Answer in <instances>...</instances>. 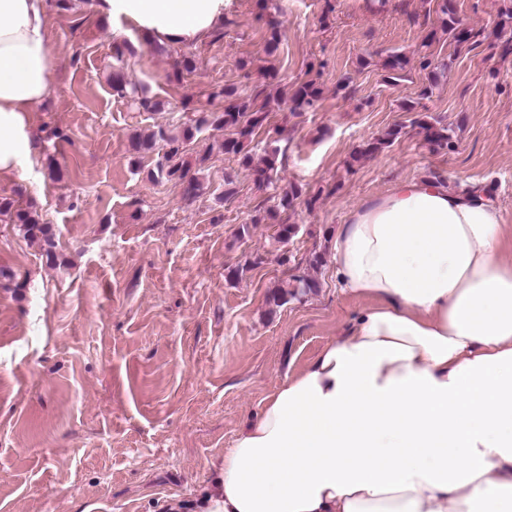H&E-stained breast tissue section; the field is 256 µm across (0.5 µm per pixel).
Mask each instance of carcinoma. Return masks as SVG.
I'll list each match as a JSON object with an SVG mask.
<instances>
[{"label":"carcinoma","instance_id":"obj_1","mask_svg":"<svg viewBox=\"0 0 512 512\" xmlns=\"http://www.w3.org/2000/svg\"><path fill=\"white\" fill-rule=\"evenodd\" d=\"M436 2V12L440 19V32L447 35L458 45L468 43L476 37V33L466 27L458 15L454 0H436ZM281 38L279 22H269L264 46L266 54L272 55L278 50ZM408 65L409 61L404 56L398 53L388 55L383 63V68L387 72L386 81L397 83L403 80ZM419 66L421 70L429 71V85L421 91V95L426 96L432 93V88L435 87L438 76L448 69V63L444 61L435 66L428 55L425 54L421 57ZM112 88L124 97L129 96L137 100L144 107L148 105L145 89L127 88L119 74L112 77ZM218 97L224 98L222 111L197 113L194 124L184 127L178 134L160 127L147 135H137L130 140L131 150L136 154L152 151L158 146L161 147L163 155L158 162L154 178L174 181L182 185L184 197L187 199H192L199 194L202 189V182L199 171L192 170L191 162L184 159V152L187 144L191 143L196 134L205 127L227 130L229 136L216 143V146L209 147L197 159L198 165H203L213 150L216 149L225 155L238 158L239 163L251 171L255 184L260 188L273 184L278 175L279 164H281V159H279L280 148L275 147L266 150L262 155L255 154L253 149L250 148L256 130L269 122L271 114L270 99H264V102L259 105L257 104L258 95L242 96L236 88L230 86L212 93V98L216 99ZM321 97V88L313 79L280 86L275 101L289 106V112L283 113L281 117L282 123H288V116L290 115L296 116L304 111L316 108ZM417 124L424 133V141L432 150L437 151L451 146L448 127L438 121L432 122L424 119L418 120ZM401 131L402 127L397 125L386 131L384 135L368 141L353 155V160L358 161L370 157L391 146L400 137ZM302 194V187L296 184L289 186L287 190L278 194L275 205L257 211L250 223L239 226L236 233L237 239L242 240L250 235L251 227L263 224L268 220H275L281 213L294 209ZM4 212L10 214L12 222L17 224L26 236L38 238L49 246L53 245L51 226L41 223L39 216L31 210H14L11 203L1 201L0 213ZM297 232V225L279 223L273 236L274 243L283 247L296 236ZM317 288V280L310 276L294 277L277 285L271 293L270 300L278 306L283 305L288 302V299L313 292Z\"/></svg>","mask_w":512,"mask_h":512}]
</instances>
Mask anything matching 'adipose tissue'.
Returning <instances> with one entry per match:
<instances>
[{"label": "adipose tissue", "instance_id": "1", "mask_svg": "<svg viewBox=\"0 0 512 512\" xmlns=\"http://www.w3.org/2000/svg\"><path fill=\"white\" fill-rule=\"evenodd\" d=\"M225 0H99L149 40L192 43ZM47 0H0V174L51 93ZM365 299L225 454L195 512H512V232L483 186L395 183L332 242Z\"/></svg>", "mask_w": 512, "mask_h": 512}]
</instances>
